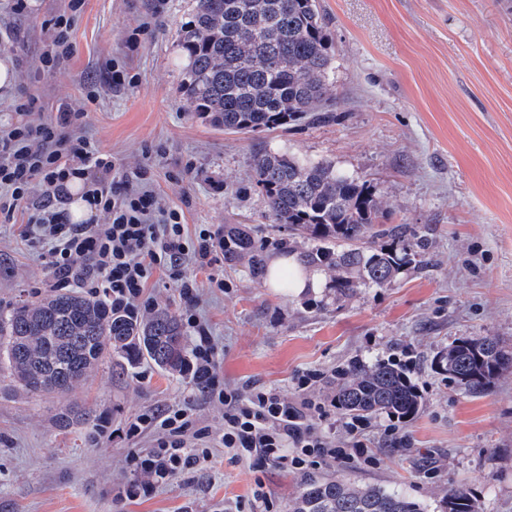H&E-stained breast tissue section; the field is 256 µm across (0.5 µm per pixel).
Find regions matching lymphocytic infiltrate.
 <instances>
[{
  "label": "lymphocytic infiltrate",
  "mask_w": 512,
  "mask_h": 512,
  "mask_svg": "<svg viewBox=\"0 0 512 512\" xmlns=\"http://www.w3.org/2000/svg\"><path fill=\"white\" fill-rule=\"evenodd\" d=\"M82 6L83 0H66L45 21V68L54 69L71 56L70 29ZM12 107L17 122L0 126V221L13 222L20 208L28 209L21 235L31 243H47L56 287L103 294L113 310L137 318L153 305L146 294L150 280L158 273L167 276L179 289L187 307L185 322L198 339L193 357L206 383L205 394L224 406V429L218 438L222 446L237 457H258L297 473L309 471L320 458L339 456L321 428L331 415L328 405L307 395L312 376L295 379L297 398L292 402L272 387L254 389L243 399L220 383L217 347L208 325L194 312L197 280L183 269L189 259L198 269L211 267L224 249L220 230L205 226L187 233L183 211L161 208L148 189V169L113 179L111 156L89 137L74 133L81 113L61 109L42 118L34 94L15 97ZM75 178L97 212L86 224L71 223L64 208ZM148 427L158 428L160 435L150 451L135 448L127 457L132 478L121 496L128 500L150 498L160 485L209 458L194 444L210 442L211 432L188 409H151L118 435L129 440Z\"/></svg>",
  "instance_id": "f902f5d3"
}]
</instances>
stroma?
Here are the masks:
<instances>
[{"label":"stroma","mask_w":512,"mask_h":512,"mask_svg":"<svg viewBox=\"0 0 512 512\" xmlns=\"http://www.w3.org/2000/svg\"><path fill=\"white\" fill-rule=\"evenodd\" d=\"M37 2L24 16L0 8V59L15 71L13 87L0 88L1 124L14 121L21 87L45 112L82 113L80 134L111 155L114 175L151 166L160 205L183 210L189 229L242 225L269 256L305 248L264 215L252 166L263 148L332 161L367 183L389 223L411 225L426 241L391 283L347 299L337 298L329 268L324 288L295 296L266 287L247 263L217 259L210 272L225 288H201L195 312L211 328L225 386L244 397L249 385L271 386L292 399L296 375L316 370L324 378L310 394L324 399L353 364L389 360L406 365L422 407L400 425L404 447H387L384 415L369 419L367 455L326 457L305 475L216 444L208 469L130 501L117 496L130 478L126 455L152 447L158 433L120 441L111 431L167 405L194 409L216 434L223 405L149 362L123 374L104 366L66 397L105 420L106 433L92 439L83 428L60 432L58 400L18 391L1 375L0 512H249L259 483L273 512H288L307 480L336 477L401 490L425 512H440L455 483L478 512H512V371L473 397L434 365L461 337L512 347V0H317L335 118L260 133L212 125L179 92L181 28L195 0H84L73 54L51 71L40 62L42 25L62 2ZM114 65L131 79L124 88L108 83ZM27 218L20 211L15 223H0L1 308L54 291L40 247L19 237Z\"/></svg>","instance_id":"stroma-1"}]
</instances>
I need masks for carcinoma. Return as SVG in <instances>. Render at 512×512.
I'll list each match as a JSON object with an SVG mask.
<instances>
[{
	"label": "carcinoma",
	"instance_id": "carcinoma-1",
	"mask_svg": "<svg viewBox=\"0 0 512 512\" xmlns=\"http://www.w3.org/2000/svg\"><path fill=\"white\" fill-rule=\"evenodd\" d=\"M189 67L179 92L192 111L234 131H265L291 123L326 124L330 73L325 23L316 0H195L181 29ZM256 186L268 218L288 227L289 237L310 242L309 266L336 269L335 288L350 297L362 285L382 287L400 269L395 245L422 236L408 224H386L366 182L343 174L326 160L312 161L264 149L253 158ZM262 241L233 224L224 225V258L264 266ZM124 370L150 361L162 371L204 380L191 368L183 326L159 306L143 318L112 311L100 294L56 292L0 309V365L25 392L64 397L74 383L106 361ZM464 392H488L512 369V351L491 336L454 341L436 360ZM336 408L353 416L408 419L422 397L407 372L378 361L353 366L336 384ZM67 433L99 431L93 410L64 404L53 416ZM442 512H477L469 490L450 484ZM289 512H422L394 489L360 486L344 479L311 480Z\"/></svg>",
	"mask_w": 512,
	"mask_h": 512
}]
</instances>
